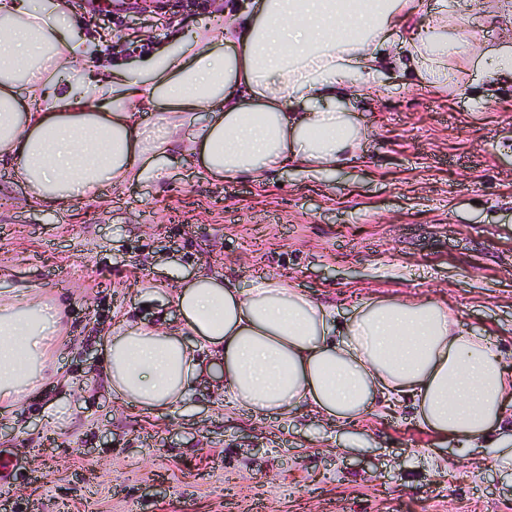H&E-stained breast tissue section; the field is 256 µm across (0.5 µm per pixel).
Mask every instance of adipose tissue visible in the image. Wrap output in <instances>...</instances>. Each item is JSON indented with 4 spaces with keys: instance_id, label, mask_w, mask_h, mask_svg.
<instances>
[{
    "instance_id": "ef3b65f1",
    "label": "adipose tissue",
    "mask_w": 512,
    "mask_h": 512,
    "mask_svg": "<svg viewBox=\"0 0 512 512\" xmlns=\"http://www.w3.org/2000/svg\"><path fill=\"white\" fill-rule=\"evenodd\" d=\"M417 12V0H252L225 8L222 31L201 25L96 75L89 96L64 76L78 43L59 0H0V164L47 206L106 183L162 180L174 149L216 180L336 169L363 143L350 103L372 96L383 69L444 89L453 63L479 58L490 81L512 80V54L454 36L451 0ZM406 26L409 47L392 55ZM154 105L163 113L148 132L133 110ZM174 305L195 344L154 327L110 330L100 376L130 407L173 409L217 368L225 400L253 415L304 405L347 426L409 397L437 436L512 435V366L444 303L370 297L344 318L277 276L242 288L202 272ZM63 328L62 308L39 293L0 297V407L38 392Z\"/></svg>"
}]
</instances>
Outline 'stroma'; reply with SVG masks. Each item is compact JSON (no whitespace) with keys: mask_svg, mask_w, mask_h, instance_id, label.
<instances>
[{"mask_svg":"<svg viewBox=\"0 0 512 512\" xmlns=\"http://www.w3.org/2000/svg\"><path fill=\"white\" fill-rule=\"evenodd\" d=\"M64 4L83 77L146 59L228 0ZM458 4L459 34L512 49V0ZM485 70L444 92L380 75L355 108L361 157L319 176L220 182L174 151L163 181L49 208L0 166V295L64 298L70 320L38 395L0 413L6 512H512L493 450L422 430L408 401L353 427L298 408L259 418L226 406L215 374L139 413L96 377L106 330L177 322L172 290L202 271L244 288L280 276L345 315L372 295L432 298L512 361V83Z\"/></svg>","mask_w":512,"mask_h":512,"instance_id":"1","label":"stroma"}]
</instances>
